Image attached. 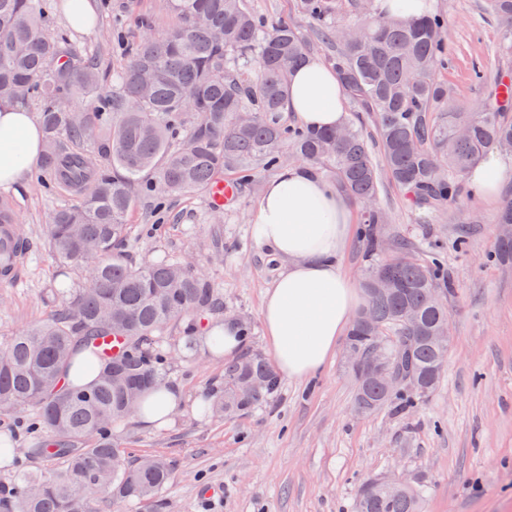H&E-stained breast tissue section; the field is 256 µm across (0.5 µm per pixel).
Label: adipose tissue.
I'll list each match as a JSON object with an SVG mask.
<instances>
[{"label": "adipose tissue", "mask_w": 512, "mask_h": 512, "mask_svg": "<svg viewBox=\"0 0 512 512\" xmlns=\"http://www.w3.org/2000/svg\"><path fill=\"white\" fill-rule=\"evenodd\" d=\"M345 88L335 73L312 59L290 76L286 110L303 125L333 128L345 121ZM43 134L31 112L0 101V187L15 186L40 158ZM252 236L283 263L267 288L261 321L280 375L305 379L327 363L359 305L356 285L340 268L352 233V211L335 188L303 165L268 180L252 211ZM181 392H147L136 411L147 427H161L179 412Z\"/></svg>", "instance_id": "obj_1"}]
</instances>
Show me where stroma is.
<instances>
[{"instance_id":"35a3bbf8","label":"stroma","mask_w":512,"mask_h":512,"mask_svg":"<svg viewBox=\"0 0 512 512\" xmlns=\"http://www.w3.org/2000/svg\"><path fill=\"white\" fill-rule=\"evenodd\" d=\"M56 28L68 30L80 48L102 49L103 67L115 74L128 60L124 45L110 43L113 25L127 14L165 17V0H112L97 11L93 28L69 30L58 0H44ZM268 25H292L309 35V53L328 61L332 49L312 39L302 0H250ZM433 12L448 25V68L440 77L452 89L448 106L475 110L484 85L499 77L505 63L496 47L501 27L483 0H433ZM481 64L476 80L473 64ZM501 197L484 199L462 190L456 203L430 221L411 206L403 189L382 179L376 199L389 217L382 238L407 242L423 259L442 245L453 285L447 298L452 344L446 370L433 392L412 412L385 408L363 415L354 406L355 379L345 343L326 366L303 381L281 379L265 406L241 416L200 415L197 405L223 359L201 351L191 361L175 358L170 385L183 393V406L169 424L146 428L129 417L112 428L132 457L169 459L174 473L152 512H355L361 482L388 476L409 482L423 478V512H512V264L487 255L496 246L495 222L503 195L512 193V155L504 158ZM270 171L257 168L225 208L224 222H210L208 198L141 197L128 218L134 260L183 256L204 269L224 294V313L247 328L249 350L267 353L261 301L281 270L269 250L256 245L250 214ZM16 203L18 224L30 243L24 280L0 288V338L42 322L61 305L57 285L61 263L50 251L45 218L72 200L67 189L48 194L33 180L0 188ZM163 224L150 238L147 225ZM224 238L216 256L214 233ZM463 249H456L457 240Z\"/></svg>"}]
</instances>
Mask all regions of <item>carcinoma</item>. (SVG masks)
Listing matches in <instances>:
<instances>
[{
	"label": "carcinoma",
	"mask_w": 512,
	"mask_h": 512,
	"mask_svg": "<svg viewBox=\"0 0 512 512\" xmlns=\"http://www.w3.org/2000/svg\"><path fill=\"white\" fill-rule=\"evenodd\" d=\"M363 12V31L348 38L332 19L342 2ZM171 22L148 16L117 23L145 31L127 49L128 62L103 96L99 57L53 28L44 0H0V100L37 105L44 132L36 182L51 193L59 184L80 197L54 209L45 235L54 255L78 269L70 289L60 283L65 306L41 323L12 333L0 344V412L23 409L37 429L53 436L59 468L23 472L0 512H100L107 500L153 504L171 478L161 456L126 461L112 425L134 414L124 388L141 392L164 385L173 334L194 347L193 335L208 317L224 316L218 284L185 259L134 260L126 250L128 217L143 193L158 198L207 195L230 172L239 185L253 181L255 165L272 169L280 149L327 168L346 194L376 199L380 187L363 122L355 116L339 130L283 125L290 73L309 58L301 32L288 24L267 26L248 0H166ZM374 0H304L311 28L336 47L333 68L357 111L375 118L388 179L406 190L427 222L455 202L463 179L489 152L512 142V83L497 81L474 112L448 109V31L442 15L396 19L370 7ZM502 37L498 55L512 57V0H487ZM89 98L82 110L69 102ZM98 145L96 155L68 151L63 138ZM388 221L380 207L363 212L360 236L367 252L381 251L377 226ZM393 287H376L379 277ZM366 304L353 316L347 351L365 361L352 367L355 405L362 413L388 406L404 411L428 395L445 366L437 336L448 326L444 295L453 292L440 254L421 262L395 242L392 254L373 265L365 280ZM412 313L413 323L403 317ZM396 336L392 349L382 336ZM122 339L108 353L101 341ZM82 352L99 364L87 389H70L61 375ZM389 360L396 380L382 389L373 373ZM279 380L261 355L224 364L222 386L199 404L205 416H234L268 403ZM422 485L381 479L362 484L358 512H420Z\"/></svg>",
	"instance_id": "1"
}]
</instances>
